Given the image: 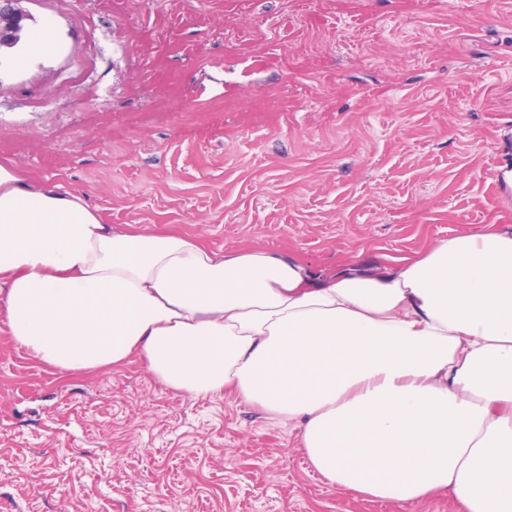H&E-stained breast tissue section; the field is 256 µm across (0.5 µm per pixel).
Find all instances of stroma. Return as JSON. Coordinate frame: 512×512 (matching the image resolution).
Here are the masks:
<instances>
[{
	"label": "stroma",
	"instance_id": "1",
	"mask_svg": "<svg viewBox=\"0 0 512 512\" xmlns=\"http://www.w3.org/2000/svg\"><path fill=\"white\" fill-rule=\"evenodd\" d=\"M0 163L102 223L320 272L512 225V0H20ZM0 512H458L327 484L296 430L139 357L51 368L0 321ZM54 46L53 29L50 25H44L36 30L30 37L27 52L23 59H34L44 56Z\"/></svg>",
	"mask_w": 512,
	"mask_h": 512
}]
</instances>
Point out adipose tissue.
I'll list each match as a JSON object with an SVG mask.
<instances>
[{
	"label": "adipose tissue",
	"mask_w": 512,
	"mask_h": 512,
	"mask_svg": "<svg viewBox=\"0 0 512 512\" xmlns=\"http://www.w3.org/2000/svg\"><path fill=\"white\" fill-rule=\"evenodd\" d=\"M0 318L61 371L136 354L169 389L234 393L294 424L330 486L512 512V226L322 277L101 223L0 165Z\"/></svg>",
	"instance_id": "1"
}]
</instances>
